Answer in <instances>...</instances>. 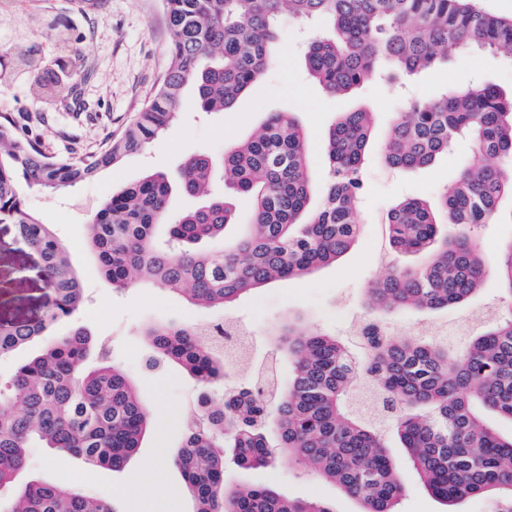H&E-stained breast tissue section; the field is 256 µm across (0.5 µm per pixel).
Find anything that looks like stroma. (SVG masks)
Listing matches in <instances>:
<instances>
[{
    "label": "stroma",
    "mask_w": 512,
    "mask_h": 512,
    "mask_svg": "<svg viewBox=\"0 0 512 512\" xmlns=\"http://www.w3.org/2000/svg\"><path fill=\"white\" fill-rule=\"evenodd\" d=\"M0 13V66L11 73L0 83V113L33 124L47 148L66 154L73 144L93 149L116 135L157 89L169 63V33L162 0H12ZM316 26L284 23L275 51L276 63L228 112L205 113L186 95L180 120L154 143L117 165L101 169L75 187L50 192L26 191L28 209L52 225L71 250L87 300L53 336L85 325L108 360L132 379L151 410V426L140 448L122 470L90 467L70 455H54L33 444L19 482L38 480L83 488L118 512H193L194 501L172 457L180 445L179 420L203 396L222 398L234 387L229 377L205 387L172 362L158 361L142 330L150 323L206 322L215 311L195 307L182 297L151 286L132 284L116 290L102 275L84 240V226L106 197L144 176L162 172L175 176L189 156L224 150L247 139L273 112H286L308 136L315 185H322L328 163L324 146L340 113L363 108L373 114V145L363 167L364 192L358 243L336 264L301 280H285L257 289L225 310L251 334L254 367H273L287 378L288 363L279 358L269 333L290 316L301 317L316 330L349 339L362 319L365 291L391 266L417 264L418 256L397 254L386 237L384 219L398 202L418 197L436 202L445 185L465 166L476 163L469 142L458 143L450 155L426 168L392 171L380 150L393 118L412 102L433 100L450 89L480 78L504 92L512 91V58L493 53L451 54L448 61L420 75L401 91L370 81L350 95L336 98L309 79L304 48ZM78 104H71V90ZM42 264L35 252L17 239L15 228L0 223V324L39 321L50 305ZM497 307L512 313L495 275H487L476 297L437 314L404 312L389 317L392 333L421 341L447 330L448 344L465 345L477 310ZM224 483L229 487L270 484L293 498H320L336 512H359L360 502L302 466L281 459L274 467L240 468L232 454L224 456ZM124 486L139 488L135 497L120 495Z\"/></svg>",
    "instance_id": "stroma-1"
}]
</instances>
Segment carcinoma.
<instances>
[{
	"label": "carcinoma",
	"mask_w": 512,
	"mask_h": 512,
	"mask_svg": "<svg viewBox=\"0 0 512 512\" xmlns=\"http://www.w3.org/2000/svg\"><path fill=\"white\" fill-rule=\"evenodd\" d=\"M170 33L169 65L157 91L122 132L95 150L59 156L31 126L0 114V223L36 251L55 300L35 323L0 326V358L42 339L83 306L85 289L71 255L49 224L25 205L23 188L58 191L153 143L179 115L190 86L204 112H226L273 61L282 18L317 22L308 46L309 75L334 95L378 77L418 75L448 52L512 54V21L479 10L473 0H163ZM372 113L344 112L325 146L328 176L314 200L306 134L289 113H273L247 140L216 159L185 161L179 189L205 195L218 174L252 204L254 223L215 259L202 240L224 239L234 223L225 199L169 219L173 187L152 173L106 198L87 224V238L112 287L130 272L201 308L224 309L241 295L280 280L302 279L344 256L358 241L361 170L372 146ZM467 138L480 157L448 182L434 204L405 199L386 214L390 242L415 266L393 268L367 289L371 322L358 350L342 339L281 326L276 348L288 356V383L254 372L224 403L205 398L180 419L174 458L196 500L195 512H335L322 500L287 497L271 485L224 486V449L245 469L281 456L304 465L360 500L361 512H398L404 492L387 435H393L422 485L451 505L490 496L512 512V316L491 315L460 351L442 341L420 343L378 331L379 315L435 312L467 303L488 272L471 229L498 218L512 198V96L478 81L461 91L398 113L382 148L385 165L431 166ZM167 227V239L156 235ZM494 273L512 299V240L502 244ZM163 357L203 386L224 379L219 345L194 324H154L145 331ZM93 346L84 326L48 342L17 365L0 386V488L25 467L37 441L114 470L140 447L150 411L128 375L104 360L84 363ZM0 512H116L111 505L59 483L29 482Z\"/></svg>",
	"instance_id": "carcinoma-1"
}]
</instances>
